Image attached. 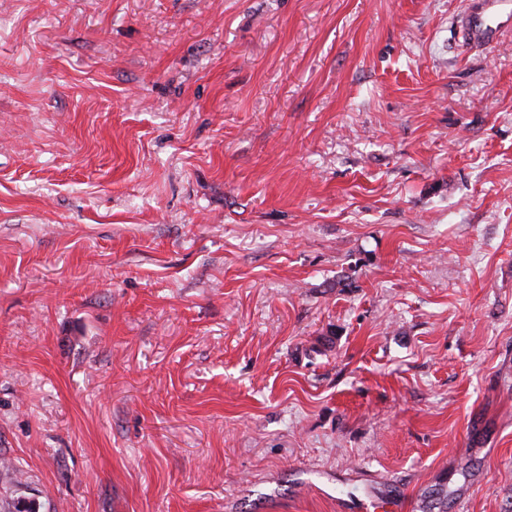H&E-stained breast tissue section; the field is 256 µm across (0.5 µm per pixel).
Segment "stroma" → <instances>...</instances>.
I'll list each match as a JSON object with an SVG mask.
<instances>
[{
  "mask_svg": "<svg viewBox=\"0 0 512 512\" xmlns=\"http://www.w3.org/2000/svg\"><path fill=\"white\" fill-rule=\"evenodd\" d=\"M465 4L0 0V512H512Z\"/></svg>",
  "mask_w": 512,
  "mask_h": 512,
  "instance_id": "35a3bbf8",
  "label": "stroma"
}]
</instances>
